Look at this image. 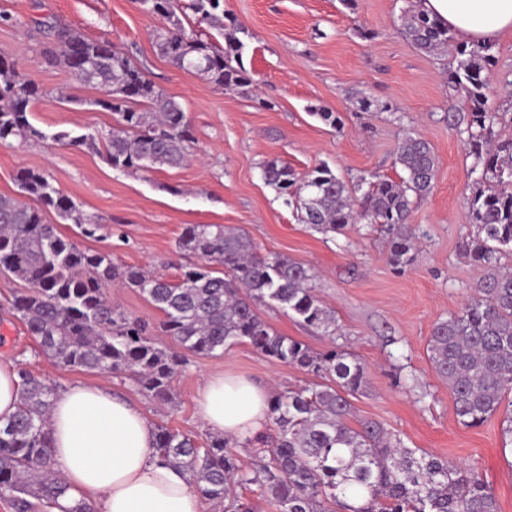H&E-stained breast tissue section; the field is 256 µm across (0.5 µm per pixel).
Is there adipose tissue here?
Returning a JSON list of instances; mask_svg holds the SVG:
<instances>
[{
    "label": "adipose tissue",
    "instance_id": "adipose-tissue-1",
    "mask_svg": "<svg viewBox=\"0 0 512 512\" xmlns=\"http://www.w3.org/2000/svg\"><path fill=\"white\" fill-rule=\"evenodd\" d=\"M423 10L473 43L512 31V0H423ZM197 413L210 431L243 441L266 431L268 392L217 372L198 394ZM50 431L70 496H86L96 512H201L184 471L160 463L152 421L107 386L60 391Z\"/></svg>",
    "mask_w": 512,
    "mask_h": 512
}]
</instances>
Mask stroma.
Here are the masks:
<instances>
[{
  "instance_id": "35a3bbf8",
  "label": "stroma",
  "mask_w": 512,
  "mask_h": 512,
  "mask_svg": "<svg viewBox=\"0 0 512 512\" xmlns=\"http://www.w3.org/2000/svg\"><path fill=\"white\" fill-rule=\"evenodd\" d=\"M418 6L419 0H224L228 15L245 30L242 63L253 84L242 94L159 57L153 32L164 21L144 12L139 0H0V12L10 16L0 24V52L14 54L20 71L43 93L29 114L42 138L0 142V194L17 193L20 170L49 173L102 230L99 237H84L49 210L47 222L59 224L82 248L170 280L180 273L175 242L189 224L243 228L259 253L311 268L317 296L336 315L335 337L275 308L259 306L260 316L314 350L337 344L356 354L368 366L367 386L353 400L357 418L382 423L410 448L477 467L499 512H512V441L503 435L502 415L474 428L460 424L448 384L429 358L434 324L467 302L482 270L461 252L474 231L466 206L474 188L473 159L447 122L457 106L448 97L451 58L443 51L421 53L402 30L404 14ZM58 25L112 40L183 104L195 137L191 161L126 172L112 168L101 148L55 141L60 132L101 136L113 124L111 112L96 104L100 89L45 58ZM486 81L489 110L512 109L511 33L498 39ZM364 97L375 103L367 112L359 106ZM322 109L335 112L339 125L324 122ZM411 131L430 142L438 170L432 193L412 212L419 251L401 273L389 262L383 233L363 224L348 225L336 237L313 231L262 178L263 164L279 159L300 174L328 167L350 184L375 173L397 180L403 171L396 148ZM1 361L23 364L62 389L106 385L153 424L201 442L210 432L198 417L196 398L211 374L241 376L282 392L315 382L313 375L241 343L219 357L192 358L174 380L175 405L159 407L124 378L55 364L19 320L0 310Z\"/></svg>"
}]
</instances>
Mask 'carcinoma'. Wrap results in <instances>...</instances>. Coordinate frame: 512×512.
Wrapping results in <instances>:
<instances>
[{"mask_svg":"<svg viewBox=\"0 0 512 512\" xmlns=\"http://www.w3.org/2000/svg\"><path fill=\"white\" fill-rule=\"evenodd\" d=\"M142 2L166 20L153 37L161 57L222 88L244 91L252 85L238 37L245 30L224 24L223 0L188 4L199 21L224 31L222 49L185 30L175 0ZM403 33L425 54L452 49L448 96L464 100L448 122L474 159L476 188L467 205L477 232L463 248L483 275L470 300L435 323L429 351L436 374L448 382L458 421L478 427L512 394V271L501 263L505 252L512 253V138L492 143L502 113L486 107L484 76L496 63L495 44L459 42L448 26L421 10L404 17ZM45 54L103 92L97 105L114 116L102 137L112 167L149 171L187 162L194 136L182 104L112 41L59 27ZM40 97L13 55L0 52V141L43 136L28 118ZM396 162L404 172L400 181L374 174L360 197V188L349 187L327 167L300 177L287 163L271 160L262 176L283 196L297 188L301 221L317 232L336 234L353 221L379 229L390 264L402 272L418 251L409 224L412 208L433 191L438 161L431 144L410 133L398 143ZM17 180L20 195H0V269L27 283L11 309L42 353L59 365L122 373L144 398L159 404L174 403L173 382L189 357L221 356L240 342L322 379L271 396L276 433L267 439L240 443L215 435L201 446L189 434L156 426L157 454L184 470L200 497L224 504V512H252L236 488L256 486L275 512H499L479 470L419 454L383 425L356 419L352 398L367 385L361 359L335 345L316 351L259 316L257 306L270 304L335 336V313L316 296L310 268L278 254L261 255L247 235L222 224H189L176 243L185 264L178 280L168 281L137 266H120L108 253L83 249L48 223L46 209L88 238L99 230L50 175L23 170ZM26 196L39 206L28 204ZM112 285L137 290L159 311L157 328L174 337L179 349L158 345L148 323L120 311L112 303ZM17 374L19 405L0 420V499L14 512H31L34 502L57 505L67 494L49 430L57 389L24 367ZM255 442L252 462L244 467L237 448Z\"/></svg>","mask_w":512,"mask_h":512,"instance_id":"cac0c4a2","label":"carcinoma"}]
</instances>
